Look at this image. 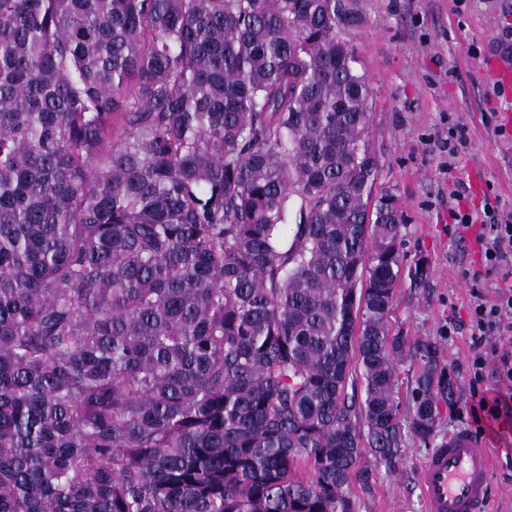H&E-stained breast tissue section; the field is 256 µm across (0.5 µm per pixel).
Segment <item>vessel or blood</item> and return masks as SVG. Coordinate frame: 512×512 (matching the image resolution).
Here are the masks:
<instances>
[{
  "instance_id": "vessel-or-blood-1",
  "label": "vessel or blood",
  "mask_w": 512,
  "mask_h": 512,
  "mask_svg": "<svg viewBox=\"0 0 512 512\" xmlns=\"http://www.w3.org/2000/svg\"><path fill=\"white\" fill-rule=\"evenodd\" d=\"M494 30L498 80L506 85L512 83V47L505 40L512 22L496 21ZM497 450L493 433L478 437L465 429L433 448L419 473L427 512H484Z\"/></svg>"
}]
</instances>
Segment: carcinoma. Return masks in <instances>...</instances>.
Here are the masks:
<instances>
[{"label":"carcinoma","mask_w":512,"mask_h":512,"mask_svg":"<svg viewBox=\"0 0 512 512\" xmlns=\"http://www.w3.org/2000/svg\"><path fill=\"white\" fill-rule=\"evenodd\" d=\"M363 23L0 0V512H356L366 456L435 437L459 391L390 321Z\"/></svg>","instance_id":"obj_1"}]
</instances>
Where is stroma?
I'll list each match as a JSON object with an SVG mask.
<instances>
[{"label":"stroma","instance_id":"35a3bbf8","mask_svg":"<svg viewBox=\"0 0 512 512\" xmlns=\"http://www.w3.org/2000/svg\"><path fill=\"white\" fill-rule=\"evenodd\" d=\"M366 20L346 31L372 89L370 140L380 157L379 187L400 198L405 262L427 256L433 275L427 287L403 281L391 323L414 339L428 336L460 389L443 409L436 441L471 426L473 397L512 400V382L486 369L482 381L471 373L472 342L466 326L472 303L470 273L481 268L472 239L451 238L448 193L460 181L463 210L479 209L484 196L512 211V90L498 88L488 63L495 53L493 22L512 14V0H364ZM458 150L453 175L440 164L441 145ZM456 331H449V323ZM431 445L410 439L398 473L373 467L370 492L356 491L357 512H424L418 471ZM486 512H512V454L499 453L491 473Z\"/></svg>","mask_w":512,"mask_h":512}]
</instances>
